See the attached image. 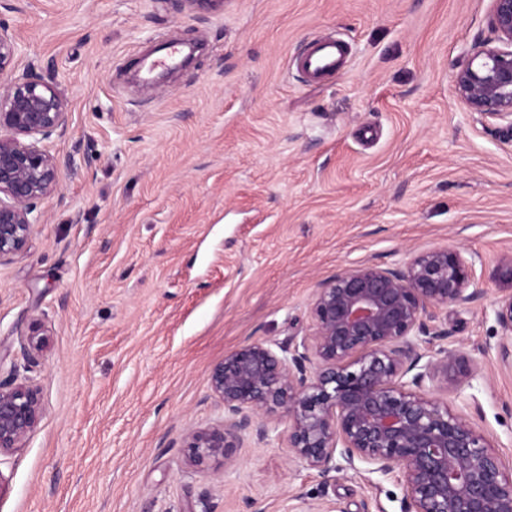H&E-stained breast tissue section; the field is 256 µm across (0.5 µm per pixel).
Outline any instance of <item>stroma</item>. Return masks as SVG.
Listing matches in <instances>:
<instances>
[{"label":"stroma","mask_w":512,"mask_h":512,"mask_svg":"<svg viewBox=\"0 0 512 512\" xmlns=\"http://www.w3.org/2000/svg\"><path fill=\"white\" fill-rule=\"evenodd\" d=\"M491 0H0L19 68L68 98L61 164L25 250L0 265V365L32 321L43 413L0 459V512H402L395 477L323 478L245 440L230 468L187 465L221 421L208 375L245 345L308 333L337 270L434 246L478 253L474 302L441 310L449 350L480 359L478 407L452 409L512 468V372L497 361L492 272L512 251V144L453 77L489 37ZM350 46L335 76L290 67L308 40ZM161 41L203 53L133 79Z\"/></svg>","instance_id":"1"}]
</instances>
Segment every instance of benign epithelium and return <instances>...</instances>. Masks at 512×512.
I'll list each match as a JSON object with an SVG mask.
<instances>
[{"label":"benign epithelium","mask_w":512,"mask_h":512,"mask_svg":"<svg viewBox=\"0 0 512 512\" xmlns=\"http://www.w3.org/2000/svg\"><path fill=\"white\" fill-rule=\"evenodd\" d=\"M494 39L476 43L454 76L469 111L505 123L512 135V0H492ZM18 44L0 24V264L24 251L39 206L60 188L58 159L40 143L65 128L68 101L53 77L15 74ZM476 253L439 246L413 251L400 268L364 262L314 289L308 334L288 346L252 343L224 356L208 383L224 420L189 432L188 464H233L243 437H276L288 460L327 478L362 462L394 475L403 512H512V469L486 436L431 393L465 394L482 370L443 347L452 337L439 312L482 292ZM493 304L502 367L512 371V252L497 261ZM45 336H28L37 362ZM43 409L40 385L16 368L0 376V456L25 448ZM285 425L278 431L279 425Z\"/></svg>","instance_id":"obj_1"}]
</instances>
